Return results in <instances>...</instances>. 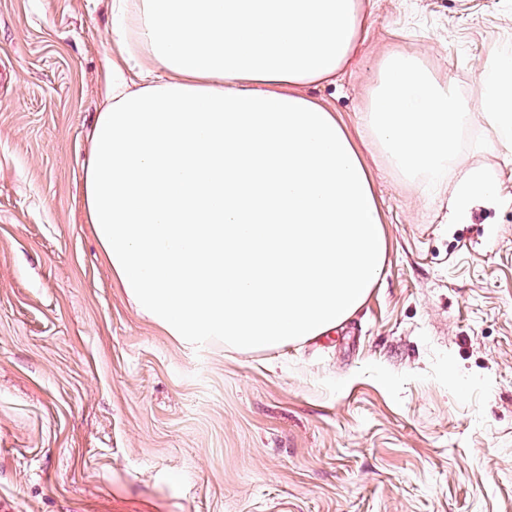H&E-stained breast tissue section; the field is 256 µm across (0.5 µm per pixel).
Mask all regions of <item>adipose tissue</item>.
Returning a JSON list of instances; mask_svg holds the SVG:
<instances>
[{
	"instance_id": "obj_1",
	"label": "adipose tissue",
	"mask_w": 512,
	"mask_h": 512,
	"mask_svg": "<svg viewBox=\"0 0 512 512\" xmlns=\"http://www.w3.org/2000/svg\"><path fill=\"white\" fill-rule=\"evenodd\" d=\"M364 22L362 0H112L83 208L128 301L185 348L316 338L377 283L370 173L305 93L345 70ZM497 199L469 170L448 221Z\"/></svg>"
}]
</instances>
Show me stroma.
<instances>
[{
	"label": "stroma",
	"mask_w": 512,
	"mask_h": 512,
	"mask_svg": "<svg viewBox=\"0 0 512 512\" xmlns=\"http://www.w3.org/2000/svg\"><path fill=\"white\" fill-rule=\"evenodd\" d=\"M311 89L352 140L383 59L463 96L512 42V0H370ZM111 0H0V502L9 512H512V145L483 117L423 190L361 153L387 240L334 332L182 347L129 304L86 224ZM499 199L448 221L461 175Z\"/></svg>",
	"instance_id": "35a3bbf8"
}]
</instances>
